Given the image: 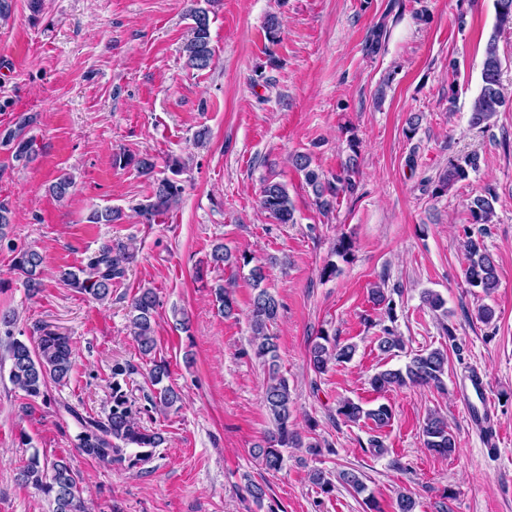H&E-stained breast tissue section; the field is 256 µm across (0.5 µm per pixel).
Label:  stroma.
<instances>
[{
    "label": "stroma",
    "instance_id": "35a3bbf8",
    "mask_svg": "<svg viewBox=\"0 0 512 512\" xmlns=\"http://www.w3.org/2000/svg\"><path fill=\"white\" fill-rule=\"evenodd\" d=\"M183 0H44L32 15L12 0L0 20V130L32 116L26 133L32 161H15L0 147V201L12 214L0 242V313L33 341L46 326L70 336L73 370L50 384L47 400H30L9 379L11 361L0 340V512H51L50 499L18 483L17 469L32 453L66 457L81 477L92 512H365L361 495L345 485L324 494L309 473H359L382 512H394L399 492H412L416 512H512V105L489 127L470 128L469 106L481 86L486 42L495 24L494 0H220L210 15L212 65L195 70L182 51L190 19ZM281 17L268 37V15ZM386 22L378 54L365 47L368 30ZM457 60L458 70L448 67ZM456 84V105L448 86ZM419 115L414 135L407 121ZM208 129L205 144L194 141ZM360 142L359 188L321 213L291 163L309 154L325 176L339 173L348 134ZM480 156L478 172L447 195L433 193L449 159ZM151 154L154 176L116 164L117 154ZM186 161L183 199L148 224L135 213L172 159ZM63 173L73 186L64 200L50 187ZM287 186L295 221L274 223L259 206L265 182ZM496 195V216L485 243L498 263L500 284L485 298L464 279L461 243L469 196ZM122 210L115 224H92V209ZM354 243L340 272L321 279L339 237ZM224 244L264 266L266 285L280 302L271 332L279 370L288 378L294 421L304 447L284 451L285 464L267 472L251 449L269 427L263 404L265 368L251 354L248 271L196 266ZM124 244L134 261L104 304L65 285L61 269L76 268L104 246ZM43 257L42 287L29 295L12 268L13 248ZM384 284L396 303L404 341L397 355L377 349L384 315L369 290ZM230 286L235 316L218 313L212 287ZM142 288L155 289L154 358L140 355L130 333L128 305ZM442 295L447 317L421 301ZM495 311L491 322L479 305ZM189 316L188 329L177 322ZM453 335H446L445 327ZM355 348L350 361L316 374L308 349L320 332ZM440 348L448 355L445 387L407 385L374 392L370 377L404 365L414 354ZM168 362L178 409L143 413L164 443L150 462L105 467L77 446L76 407L105 416L112 405L114 364L134 369L127 391L141 410L152 359ZM487 395L468 397L473 370ZM349 398L386 403L394 418L378 429L336 412ZM498 426V455H487L468 409ZM448 420L457 449L448 457L423 446L429 412ZM386 451H371L370 437ZM333 453L310 455V442ZM267 487L262 503L244 485Z\"/></svg>",
    "mask_w": 512,
    "mask_h": 512
}]
</instances>
